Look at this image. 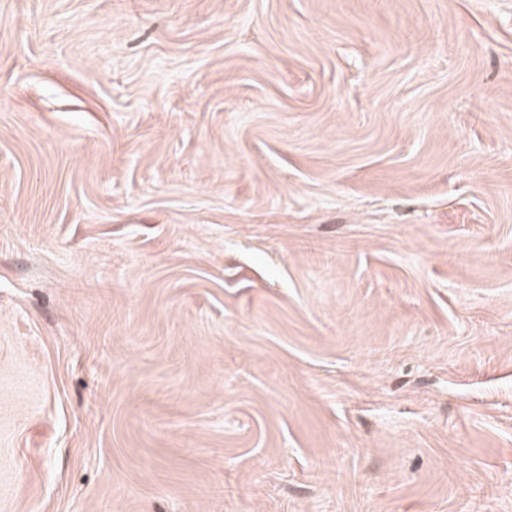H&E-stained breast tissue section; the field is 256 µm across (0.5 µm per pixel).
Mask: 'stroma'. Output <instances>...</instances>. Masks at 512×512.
Wrapping results in <instances>:
<instances>
[{"label":"stroma","instance_id":"35a3bbf8","mask_svg":"<svg viewBox=\"0 0 512 512\" xmlns=\"http://www.w3.org/2000/svg\"><path fill=\"white\" fill-rule=\"evenodd\" d=\"M0 512H512V0H0Z\"/></svg>","mask_w":512,"mask_h":512}]
</instances>
